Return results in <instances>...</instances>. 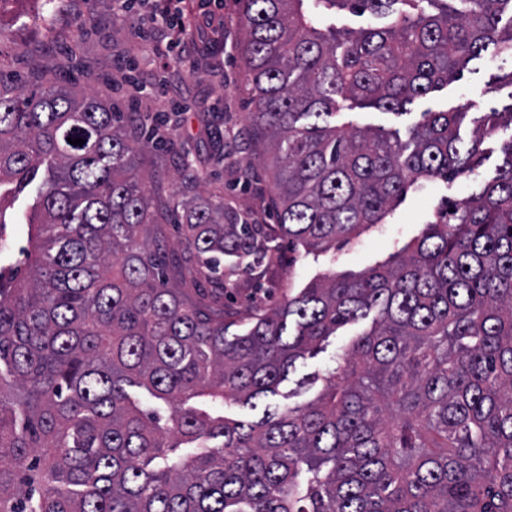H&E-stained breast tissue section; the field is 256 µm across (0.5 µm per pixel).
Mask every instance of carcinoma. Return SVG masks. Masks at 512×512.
Returning a JSON list of instances; mask_svg holds the SVG:
<instances>
[{"label":"carcinoma","mask_w":512,"mask_h":512,"mask_svg":"<svg viewBox=\"0 0 512 512\" xmlns=\"http://www.w3.org/2000/svg\"><path fill=\"white\" fill-rule=\"evenodd\" d=\"M236 3L276 224L238 222L189 161L154 200L144 115L0 76V240L30 195L23 259L0 267V512H512V138L389 260L325 276L242 334L224 324V262L266 269L278 236L296 255L353 245L419 182L482 165L512 107L468 145L464 112H423L404 142L336 110L398 114L488 55L512 60V0ZM338 10L391 23L338 30ZM374 309L314 401L224 415ZM510 134L511 130L504 127L501 128L492 137L484 138L480 149L483 150L482 152L486 157V160L483 162L482 167H480L477 172L483 176L491 175L494 173L495 168L501 163L503 157L500 151V145L503 140L508 138Z\"/></svg>","instance_id":"cac0c4a2"}]
</instances>
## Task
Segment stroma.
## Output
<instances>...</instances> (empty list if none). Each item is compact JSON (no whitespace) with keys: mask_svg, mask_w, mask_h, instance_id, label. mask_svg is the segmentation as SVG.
<instances>
[{"mask_svg":"<svg viewBox=\"0 0 512 512\" xmlns=\"http://www.w3.org/2000/svg\"><path fill=\"white\" fill-rule=\"evenodd\" d=\"M188 2L197 24L192 38L180 41L177 29L168 26L160 41L198 57L195 73H180L148 54L134 33L136 15L123 13L119 0H0V70L23 88L37 77L46 83L65 80L77 92L106 98L117 111H128L135 99L143 109L162 110L165 122L158 136L164 147L146 155L142 167L154 172L153 192L163 198L179 186L180 154H188L193 161L205 159L215 139H223L229 147L223 164L206 163L200 171L205 190H221L227 210L238 220L274 223L268 160L247 131L251 105L238 61V8L234 0H223L225 27L220 30L206 22L211 0ZM511 72L512 65L496 60L465 71L461 80L415 100L405 114L343 107L336 122L395 130L405 140L421 112L464 106L468 113L461 135L468 140L475 118L512 106V83L507 80ZM511 135L512 130L504 127L484 139L485 161L478 174L466 173L451 182L432 179L410 189L385 224L366 231L357 245L294 261L287 240L273 241L266 277H257L243 264L236 269L237 286L226 302L231 310L230 333L244 330L254 309H274L313 280L334 272L360 274L384 262L418 236L425 224L435 221L443 199L466 196L476 175L493 174L502 161L500 145ZM371 324L366 318L346 325L323 342L320 352L299 360L278 395L270 397L272 408L283 411L311 402L322 388L325 371Z\"/></svg>","mask_w":512,"mask_h":512,"instance_id":"obj_1","label":"stroma"}]
</instances>
